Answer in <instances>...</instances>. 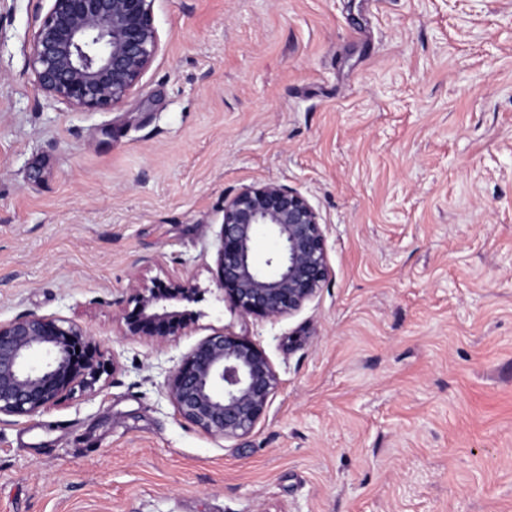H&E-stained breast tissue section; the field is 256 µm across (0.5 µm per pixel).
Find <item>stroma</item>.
I'll list each match as a JSON object with an SVG mask.
<instances>
[{"label":"stroma","instance_id":"1","mask_svg":"<svg viewBox=\"0 0 512 512\" xmlns=\"http://www.w3.org/2000/svg\"><path fill=\"white\" fill-rule=\"evenodd\" d=\"M46 0H0V321L76 322L115 363L0 419V512H512V0H155L136 90L80 112L34 86ZM274 181L321 215L302 309L219 300L225 195ZM206 288L164 341L134 288ZM278 374L248 434L180 418L207 336Z\"/></svg>","mask_w":512,"mask_h":512}]
</instances>
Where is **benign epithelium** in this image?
<instances>
[{"mask_svg": "<svg viewBox=\"0 0 512 512\" xmlns=\"http://www.w3.org/2000/svg\"><path fill=\"white\" fill-rule=\"evenodd\" d=\"M29 42L28 70L47 97L79 111L109 110L139 85L159 50L154 0H48ZM262 227L277 247L260 268L253 240ZM219 286L244 316L278 318L300 310L329 276L321 216L301 193L265 182L224 197ZM203 299L188 280H161L136 292L125 335L178 336ZM89 357L76 362V348ZM107 365L81 327L33 312L0 322V416H31L75 386L90 387ZM278 377L246 336L216 333L184 355L168 384L178 415L206 433L234 438L265 414Z\"/></svg>", "mask_w": 512, "mask_h": 512, "instance_id": "obj_1", "label": "benign epithelium"}]
</instances>
